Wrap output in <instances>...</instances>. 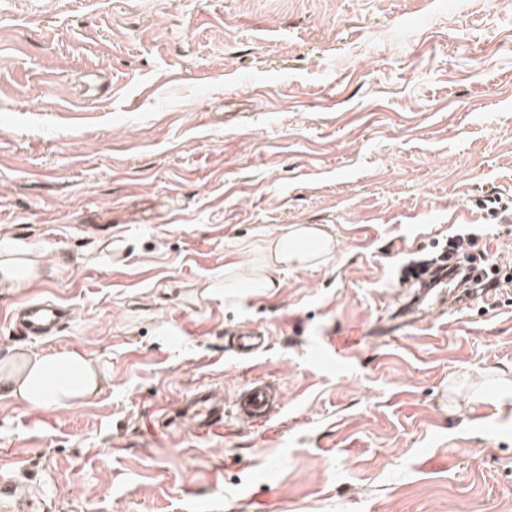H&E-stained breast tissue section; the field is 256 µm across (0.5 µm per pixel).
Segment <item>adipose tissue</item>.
I'll use <instances>...</instances> for the list:
<instances>
[{
    "label": "adipose tissue",
    "mask_w": 512,
    "mask_h": 512,
    "mask_svg": "<svg viewBox=\"0 0 512 512\" xmlns=\"http://www.w3.org/2000/svg\"><path fill=\"white\" fill-rule=\"evenodd\" d=\"M336 248L335 237L327 226L292 224L266 242L264 269H229L224 285L259 294L275 286L266 272L268 266L299 268L325 264L334 260ZM105 378L99 360L77 349H26L14 354L8 369L0 374V392L33 408H64L92 400Z\"/></svg>",
    "instance_id": "adipose-tissue-1"
}]
</instances>
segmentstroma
Instances as JSON below:
<instances>
[{
    "label": "stroma",
    "mask_w": 512,
    "mask_h": 512,
    "mask_svg": "<svg viewBox=\"0 0 512 512\" xmlns=\"http://www.w3.org/2000/svg\"><path fill=\"white\" fill-rule=\"evenodd\" d=\"M112 98L87 91V73ZM512 0H0V247L57 298L53 337L108 373L91 402L0 394L34 512H512V287L391 329L412 255L488 233L512 266ZM291 224L336 259L207 293ZM265 329L243 358L228 334ZM253 378L280 405L215 435L164 425Z\"/></svg>",
    "instance_id": "obj_1"
}]
</instances>
